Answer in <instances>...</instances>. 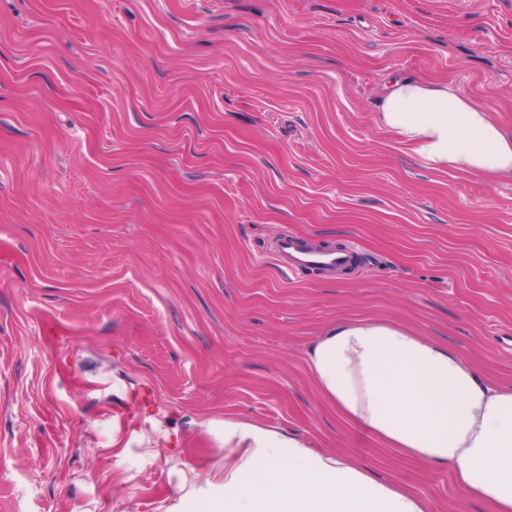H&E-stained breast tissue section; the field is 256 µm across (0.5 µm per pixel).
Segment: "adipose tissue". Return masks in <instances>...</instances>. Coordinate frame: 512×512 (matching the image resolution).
Returning <instances> with one entry per match:
<instances>
[{
	"mask_svg": "<svg viewBox=\"0 0 512 512\" xmlns=\"http://www.w3.org/2000/svg\"><path fill=\"white\" fill-rule=\"evenodd\" d=\"M375 121L434 171L512 178V134L493 107L445 81L398 77ZM316 389L386 448L447 468L462 495L512 512V387L488 383L462 355L375 320L336 325L307 351ZM224 441V480L204 512H428L424 499L346 458L258 422L208 423Z\"/></svg>",
	"mask_w": 512,
	"mask_h": 512,
	"instance_id": "obj_1",
	"label": "adipose tissue"
}]
</instances>
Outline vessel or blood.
<instances>
[{"mask_svg": "<svg viewBox=\"0 0 512 512\" xmlns=\"http://www.w3.org/2000/svg\"><path fill=\"white\" fill-rule=\"evenodd\" d=\"M271 259L289 272L351 271L360 263V257L351 246H323L310 240L282 232L269 251Z\"/></svg>", "mask_w": 512, "mask_h": 512, "instance_id": "obj_1", "label": "vessel or blood"}]
</instances>
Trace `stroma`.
Wrapping results in <instances>:
<instances>
[{"label":"stroma","instance_id":"1","mask_svg":"<svg viewBox=\"0 0 512 512\" xmlns=\"http://www.w3.org/2000/svg\"><path fill=\"white\" fill-rule=\"evenodd\" d=\"M394 75L512 132V0H0V512H192L227 415L491 512L306 370L375 319L512 387V178L402 151ZM286 230L363 270L281 269Z\"/></svg>","mask_w":512,"mask_h":512}]
</instances>
